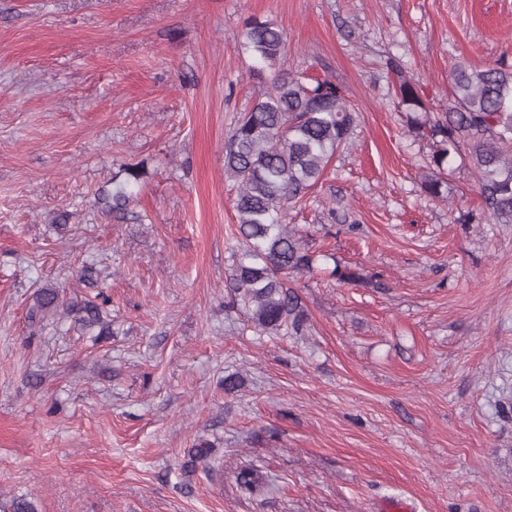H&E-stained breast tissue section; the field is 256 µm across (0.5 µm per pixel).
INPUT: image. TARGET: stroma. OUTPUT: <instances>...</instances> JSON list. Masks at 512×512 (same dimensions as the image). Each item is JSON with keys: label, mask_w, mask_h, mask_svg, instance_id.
I'll return each instance as SVG.
<instances>
[{"label": "stroma", "mask_w": 512, "mask_h": 512, "mask_svg": "<svg viewBox=\"0 0 512 512\" xmlns=\"http://www.w3.org/2000/svg\"><path fill=\"white\" fill-rule=\"evenodd\" d=\"M252 16L358 116L286 218L319 256L298 335L257 333L225 288L224 140L266 89L240 47ZM394 61L447 111L454 66L512 65V0H0V500L512 512V224L488 223L465 156L443 200L423 191L432 147ZM136 163L135 201L106 213L100 190ZM47 286L104 292L102 325H32ZM246 466L264 495L238 486Z\"/></svg>", "instance_id": "obj_1"}]
</instances>
